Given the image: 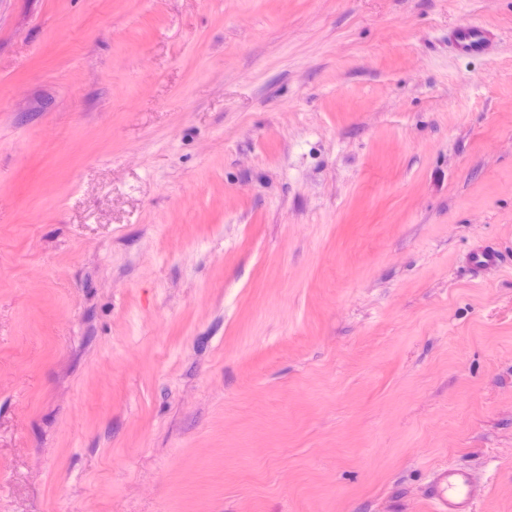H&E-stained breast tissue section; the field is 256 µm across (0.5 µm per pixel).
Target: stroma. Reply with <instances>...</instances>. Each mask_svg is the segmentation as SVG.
I'll return each mask as SVG.
<instances>
[{
    "instance_id": "stroma-1",
    "label": "stroma",
    "mask_w": 512,
    "mask_h": 512,
    "mask_svg": "<svg viewBox=\"0 0 512 512\" xmlns=\"http://www.w3.org/2000/svg\"><path fill=\"white\" fill-rule=\"evenodd\" d=\"M440 463L512 512V0H0V512H426ZM448 40L460 53L483 54L491 48L495 36L480 24L465 22L451 31ZM499 263V255L493 249L482 248L471 253L469 258V268L473 279H478L481 271L487 267L495 266Z\"/></svg>"
}]
</instances>
